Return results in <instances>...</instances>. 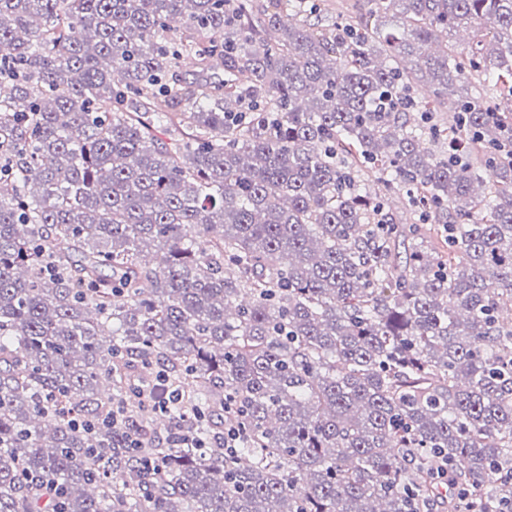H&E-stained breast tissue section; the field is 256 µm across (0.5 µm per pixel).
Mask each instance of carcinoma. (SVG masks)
<instances>
[{
	"label": "carcinoma",
	"mask_w": 512,
	"mask_h": 512,
	"mask_svg": "<svg viewBox=\"0 0 512 512\" xmlns=\"http://www.w3.org/2000/svg\"><path fill=\"white\" fill-rule=\"evenodd\" d=\"M266 2L0 0V512L512 501V0Z\"/></svg>",
	"instance_id": "carcinoma-1"
}]
</instances>
